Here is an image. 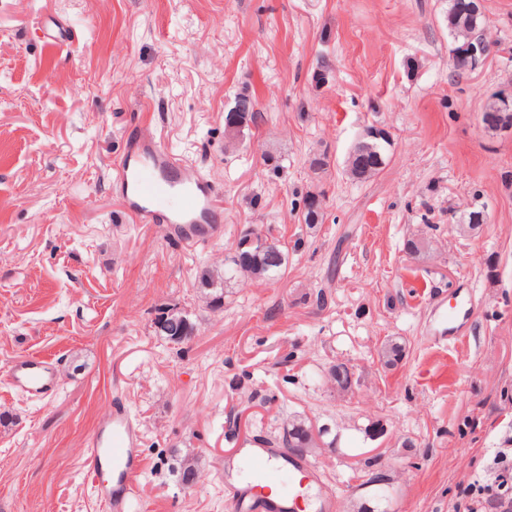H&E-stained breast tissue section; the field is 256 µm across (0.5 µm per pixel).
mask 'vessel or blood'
<instances>
[{
    "mask_svg": "<svg viewBox=\"0 0 512 512\" xmlns=\"http://www.w3.org/2000/svg\"><path fill=\"white\" fill-rule=\"evenodd\" d=\"M113 178L121 186L125 210L138 223L161 227L171 239L206 243L224 221L214 183L169 153L152 133L126 137L113 164ZM10 382L17 391L37 397L55 388L53 368L39 355L15 359ZM141 438L138 422L118 400L87 442V471L105 468L112 474L110 484L97 490L109 512H134V482L143 468ZM238 470L244 483L232 499L234 512H298L307 499L312 502L310 512H335V490L299 453L268 442L243 448ZM281 482L288 488L278 499L266 496L265 487Z\"/></svg>",
    "mask_w": 512,
    "mask_h": 512,
    "instance_id": "b4317fda",
    "label": "vessel or blood"
}]
</instances>
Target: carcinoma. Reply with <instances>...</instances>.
Wrapping results in <instances>:
<instances>
[{"label": "carcinoma", "instance_id": "1", "mask_svg": "<svg viewBox=\"0 0 512 512\" xmlns=\"http://www.w3.org/2000/svg\"><path fill=\"white\" fill-rule=\"evenodd\" d=\"M448 32L455 38L464 39V32L478 33L486 24V17L482 14L472 15L467 12L466 0H448ZM259 119V113L254 110L241 112L238 115L237 127L225 130L230 141H235L250 129ZM483 120L489 127L495 128L512 124V99L505 101L498 96L493 97L484 113ZM371 143L368 150L356 149L350 154L347 164V173L358 180H366L381 172L389 161L388 147L392 145L387 137L369 138ZM322 194L309 192L302 197V217L307 226L312 227L323 220ZM256 231L247 228L237 240L233 253L224 259V275L219 277L210 270L202 271L196 281L210 300L214 308L224 306V288L241 279L270 281L285 272L288 266V251L281 245L269 250L260 245H248L246 241ZM155 328L163 339L173 348L182 349L196 330L195 324L190 321L188 313L175 305L163 304L156 309L154 321ZM325 431L312 432L309 421L300 419L288 424L284 429L281 443L293 451L303 454L309 448L319 447L318 439Z\"/></svg>", "mask_w": 512, "mask_h": 512}]
</instances>
